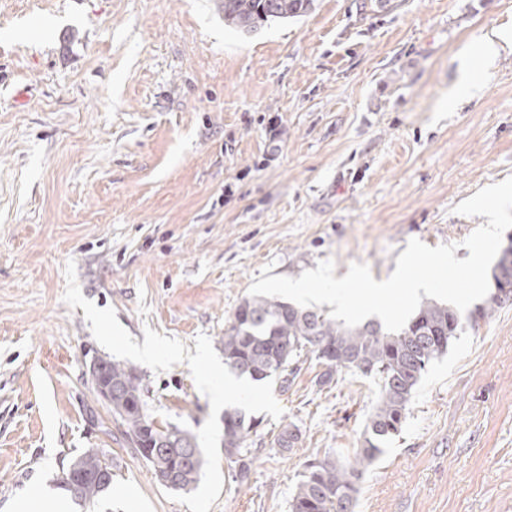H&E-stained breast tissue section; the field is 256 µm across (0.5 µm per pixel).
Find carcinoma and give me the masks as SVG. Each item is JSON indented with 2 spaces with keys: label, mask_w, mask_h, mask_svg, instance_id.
<instances>
[{
  "label": "carcinoma",
  "mask_w": 512,
  "mask_h": 512,
  "mask_svg": "<svg viewBox=\"0 0 512 512\" xmlns=\"http://www.w3.org/2000/svg\"><path fill=\"white\" fill-rule=\"evenodd\" d=\"M314 0H224V25L251 33L274 22L305 15ZM493 291L465 317L452 305L436 300L421 302L398 332H389L378 321L348 328L324 312L271 300L264 296L244 298L224 326L221 343L224 365L239 377L254 382H275L288 389V368L297 364L304 350L315 353L326 367L319 383L346 370L377 380L379 395L353 458L342 460L327 452L308 461L289 501V512H354L359 483L368 467L385 452L388 439L398 434L407 417L413 394L431 364L447 353L465 327L486 319L501 307V283L512 286V266L491 273ZM105 378L112 381L107 404L121 434L136 449L152 476L163 486L189 491L198 482L206 463L195 436L177 426L156 424L148 412L140 378L132 368L99 359ZM254 420L238 409L224 411V457L234 465L236 480L250 479L253 464L246 448ZM296 425L281 427L275 445L295 447ZM86 473H97L109 463L88 451L71 463Z\"/></svg>",
  "instance_id": "cac0c4a2"
}]
</instances>
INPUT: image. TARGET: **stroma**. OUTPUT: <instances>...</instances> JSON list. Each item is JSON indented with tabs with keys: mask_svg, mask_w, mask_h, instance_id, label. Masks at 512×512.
Returning a JSON list of instances; mask_svg holds the SVG:
<instances>
[{
	"mask_svg": "<svg viewBox=\"0 0 512 512\" xmlns=\"http://www.w3.org/2000/svg\"><path fill=\"white\" fill-rule=\"evenodd\" d=\"M503 34L512 0H315L251 35L222 0H0V512L89 450L112 482L66 512H288L307 461L352 456L379 388L319 385L308 352L288 391L232 405L259 422L239 486L200 364L228 376L224 326L260 278L329 258L382 280L413 238L468 257L488 219L454 206L512 177V46L470 55ZM97 358L196 436L195 489L124 441ZM354 512H512L511 304L431 364Z\"/></svg>",
	"mask_w": 512,
	"mask_h": 512,
	"instance_id": "35a3bbf8",
	"label": "stroma"
}]
</instances>
